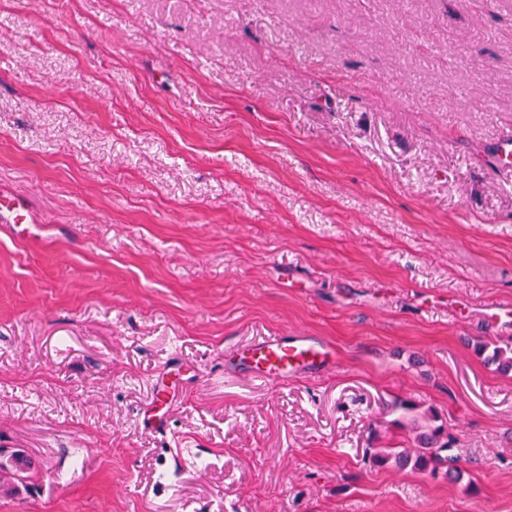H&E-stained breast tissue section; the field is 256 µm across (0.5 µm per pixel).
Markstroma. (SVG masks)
<instances>
[{"label": "stroma", "instance_id": "1", "mask_svg": "<svg viewBox=\"0 0 512 512\" xmlns=\"http://www.w3.org/2000/svg\"><path fill=\"white\" fill-rule=\"evenodd\" d=\"M505 128L512 0H0V512H512ZM272 333L336 361L227 366ZM397 399L461 481L371 464ZM497 169L501 177L512 179V130L502 131L494 142ZM37 221L38 219L25 194L0 190L1 224H13V226L19 227L22 224H34ZM239 356V371L267 383L316 375L334 364L335 351L312 336L273 334L255 339ZM475 353L482 357L490 366L503 374L512 372V340L502 341V345L496 343L478 342L474 347ZM168 399L169 394L167 393L166 387L163 385H157L154 389L151 400V404L154 406V411L152 413L145 412L139 418V425L143 431L154 435L166 433L168 429V422L165 417V413L160 414V412L164 407L169 405ZM159 407L161 408L158 409ZM39 473L35 460L24 451L0 448L1 496H16L22 491L29 493L38 486Z\"/></svg>", "mask_w": 512, "mask_h": 512}]
</instances>
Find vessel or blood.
Instances as JSON below:
<instances>
[{
	"instance_id": "vessel-or-blood-1",
	"label": "vessel or blood",
	"mask_w": 512,
	"mask_h": 512,
	"mask_svg": "<svg viewBox=\"0 0 512 512\" xmlns=\"http://www.w3.org/2000/svg\"><path fill=\"white\" fill-rule=\"evenodd\" d=\"M497 169L501 177L512 179V130L502 131L494 142ZM29 199L18 192L0 190V223L21 226L36 223ZM335 351L313 337L273 334L255 339L240 354V370L255 381L285 382L313 376L333 364ZM165 386H156L151 403L153 412L143 414L139 425L145 432L166 433L168 422L162 410L168 405Z\"/></svg>"
}]
</instances>
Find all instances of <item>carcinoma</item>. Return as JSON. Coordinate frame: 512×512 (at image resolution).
<instances>
[{
  "mask_svg": "<svg viewBox=\"0 0 512 512\" xmlns=\"http://www.w3.org/2000/svg\"><path fill=\"white\" fill-rule=\"evenodd\" d=\"M475 353L485 362L503 374L512 372V340L500 344L479 342L474 347ZM436 417L427 416V422L416 427L412 451L394 448L380 451L373 455L372 464L378 467L387 465L404 468L408 465L432 477L442 475L450 480L462 477L459 467L460 456L454 448V441L447 430L434 424ZM39 469L33 458L21 450L6 451L0 448V495L16 496L21 492H30L38 486Z\"/></svg>",
  "mask_w": 512,
  "mask_h": 512,
  "instance_id": "cac0c4a2",
  "label": "carcinoma"
}]
</instances>
